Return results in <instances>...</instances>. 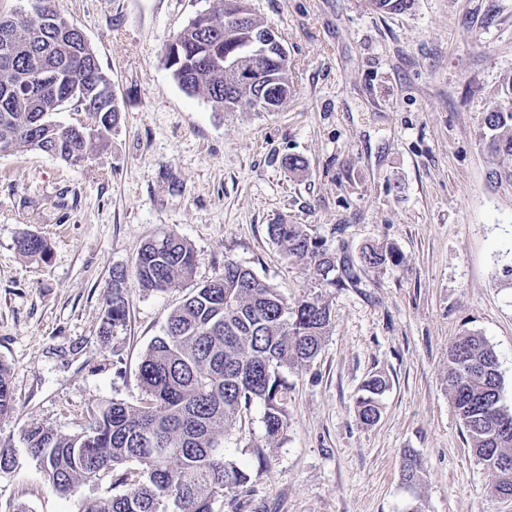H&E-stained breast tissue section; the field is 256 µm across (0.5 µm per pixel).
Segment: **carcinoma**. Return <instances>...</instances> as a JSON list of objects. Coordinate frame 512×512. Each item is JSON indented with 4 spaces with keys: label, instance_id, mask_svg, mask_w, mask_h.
<instances>
[{
    "label": "carcinoma",
    "instance_id": "obj_1",
    "mask_svg": "<svg viewBox=\"0 0 512 512\" xmlns=\"http://www.w3.org/2000/svg\"><path fill=\"white\" fill-rule=\"evenodd\" d=\"M51 6L50 21L40 17L0 18V153L38 149L77 165L93 151L120 120L112 102V120L100 117L98 134L82 138L54 121L60 105L79 101L72 85L83 75L111 86L97 55L87 48L82 67L68 68L66 33L70 23ZM220 18H242L234 46L247 32L261 29L247 0H224L213 11ZM12 45V54L1 52ZM230 50L224 37L189 29L181 38L178 59L165 57L174 80L188 94H204L220 112H234L242 103L256 106L260 97L275 111L285 102L286 74L279 62L278 45L268 47L262 78L241 83L232 74L202 67L214 52ZM502 102L484 113L482 140L494 155L512 160V75L500 91ZM268 234L285 258L305 263L330 288L359 281L357 271L376 272L398 266L402 257L388 243L369 244L358 257L323 248L303 224L268 225ZM25 257L43 259L48 244L24 233L17 239ZM195 254L191 244L176 233L165 232L142 246L135 267L138 284L165 291L193 278ZM128 274L112 272V296L106 299L103 329L125 322ZM332 324L330 308L317 299L294 303L260 279L249 268L224 261V273L184 299L167 317L163 335L146 349L138 372L145 398L138 406L101 400L89 422L74 435L43 426L22 430L27 453L40 462L53 489L72 494L106 471L116 483L130 489L88 503L83 512H212L213 502L244 489L250 475L224 448V438L257 402L263 407L264 442L278 441L288 425V384L282 373L312 361ZM10 370L0 362V416L14 408ZM502 375L497 355L476 332L458 336L448 350V393L456 415L467 432L478 461L495 474L512 472V431L497 426L512 424V411L502 404ZM386 379L373 374L361 386L356 400L359 420L371 425L380 417V397ZM403 479L416 483L422 466L416 454L403 455Z\"/></svg>",
    "mask_w": 512,
    "mask_h": 512
}]
</instances>
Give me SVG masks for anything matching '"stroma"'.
Here are the masks:
<instances>
[{"label": "stroma", "instance_id": "35a3bbf8", "mask_svg": "<svg viewBox=\"0 0 512 512\" xmlns=\"http://www.w3.org/2000/svg\"><path fill=\"white\" fill-rule=\"evenodd\" d=\"M222 0H58L110 78L118 127L78 165L38 150L0 155V362L15 408L0 416V512H82L118 493L112 474L56 493L21 431L85 427L103 399L140 404L142 355L169 313L220 276L252 269L288 301L318 298L333 323L316 358L285 370L288 426L264 443L253 404L224 446L251 480L213 512H512L491 496L448 398V349L474 331L494 348L512 409V183L480 129L512 74V0H414L404 12L371 0H248L288 51L291 93L274 112L214 111L165 66L176 34ZM295 155L303 171L282 160ZM308 226L329 249L373 241L404 261L322 286L285 260L267 227ZM163 231L196 256L192 280L151 291L129 280L123 326L101 336L112 270H133ZM30 232L46 258L22 256ZM382 374L379 420L355 413ZM423 465L407 486L400 460Z\"/></svg>", "mask_w": 512, "mask_h": 512}]
</instances>
